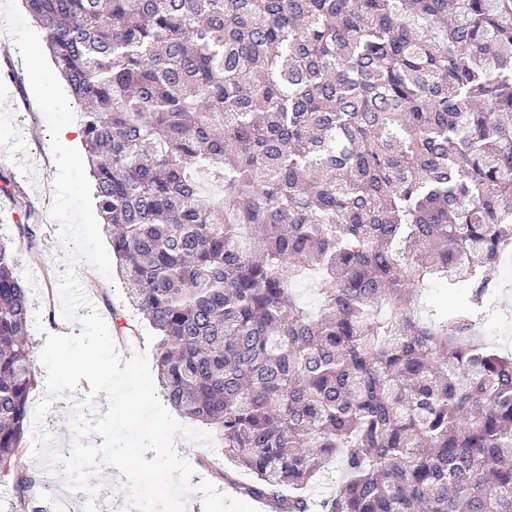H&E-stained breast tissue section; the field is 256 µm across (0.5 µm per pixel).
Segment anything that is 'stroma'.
I'll list each match as a JSON object with an SVG mask.
<instances>
[{
    "label": "stroma",
    "instance_id": "stroma-1",
    "mask_svg": "<svg viewBox=\"0 0 512 512\" xmlns=\"http://www.w3.org/2000/svg\"><path fill=\"white\" fill-rule=\"evenodd\" d=\"M41 29L34 23L22 0H0V63L12 64L13 57L26 48L44 45ZM23 89L13 92L10 100L0 99V148L20 143L33 151H45L55 138L58 126L81 125V108L56 68L50 54H43L38 70L18 67ZM56 167L40 163L30 168L26 156H15L6 165H0V235L12 234L19 216L12 203L15 189H22L40 217L41 231L36 253L26 248L16 251L15 273L29 288L34 308L42 314L61 308L58 291L61 272L66 266L61 258L64 248L57 239L58 225L48 216L52 203V180ZM113 280L103 283L85 278L89 291L98 294L97 310L103 316L109 332H116L118 323L129 329L119 350L123 357H131L140 349H152L153 331L125 299L120 270H113ZM494 279L500 288L489 301L490 315L486 329L489 340L512 350V267L501 264L495 268ZM121 309V317H114V309Z\"/></svg>",
    "mask_w": 512,
    "mask_h": 512
}]
</instances>
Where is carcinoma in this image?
Segmentation results:
<instances>
[{
    "mask_svg": "<svg viewBox=\"0 0 512 512\" xmlns=\"http://www.w3.org/2000/svg\"><path fill=\"white\" fill-rule=\"evenodd\" d=\"M72 96L163 397L317 512H512V352L480 334L512 260V0H23ZM0 236V475L36 384ZM469 284L453 310L422 290ZM310 282L315 306L298 285ZM336 462H333L324 471H321L314 481L310 484L306 491V495L310 498H318L335 487L336 478L339 475Z\"/></svg>",
    "mask_w": 512,
    "mask_h": 512,
    "instance_id": "cac0c4a2",
    "label": "carcinoma"
}]
</instances>
